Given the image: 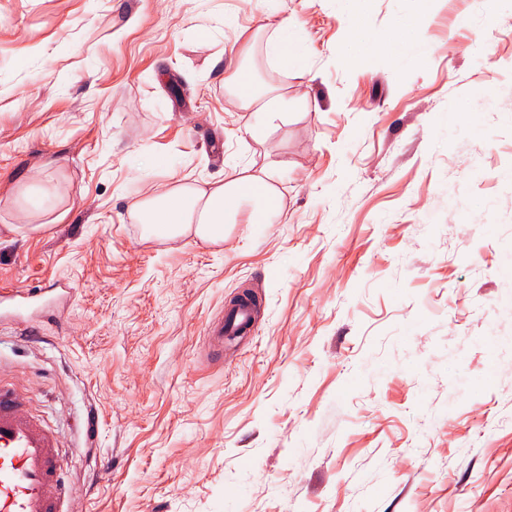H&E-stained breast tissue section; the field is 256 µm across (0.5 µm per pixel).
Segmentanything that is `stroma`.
Listing matches in <instances>:
<instances>
[{"label": "stroma", "instance_id": "35a3bbf8", "mask_svg": "<svg viewBox=\"0 0 512 512\" xmlns=\"http://www.w3.org/2000/svg\"><path fill=\"white\" fill-rule=\"evenodd\" d=\"M339 6L0 0V289L68 287L35 335L0 324V378L84 512H512V0ZM403 16L412 58L342 63L348 24ZM242 65L274 121L229 102ZM244 166L281 177L265 227L212 245L130 215ZM30 182L46 211L16 205ZM245 288L257 324L215 350ZM266 27H272L274 37L270 43V51L280 64L298 61V46L300 40V27L293 15L266 16Z\"/></svg>", "mask_w": 512, "mask_h": 512}]
</instances>
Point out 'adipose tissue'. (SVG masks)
<instances>
[{
  "mask_svg": "<svg viewBox=\"0 0 512 512\" xmlns=\"http://www.w3.org/2000/svg\"><path fill=\"white\" fill-rule=\"evenodd\" d=\"M274 36L270 51L277 62L297 61L300 27L291 15H267ZM224 84L232 100L242 111L261 106L265 115H274L271 103L265 102V89L259 87L252 73L239 68L226 75ZM273 171L251 172L242 167L237 176L223 181L172 184L164 192L133 201L130 212L150 237H178L193 233L205 243L224 241V227L246 219L264 225L284 211V195Z\"/></svg>",
  "mask_w": 512,
  "mask_h": 512,
  "instance_id": "adipose-tissue-1",
  "label": "adipose tissue"
}]
</instances>
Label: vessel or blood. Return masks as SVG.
<instances>
[{"mask_svg": "<svg viewBox=\"0 0 512 512\" xmlns=\"http://www.w3.org/2000/svg\"><path fill=\"white\" fill-rule=\"evenodd\" d=\"M49 289H1L0 313L25 324L27 312L47 304ZM255 310L239 302L212 320L206 334L214 346L253 328ZM0 512H80L64 478L55 438L28 407L27 396L0 381Z\"/></svg>", "mask_w": 512, "mask_h": 512, "instance_id": "obj_1", "label": "vessel or blood"}]
</instances>
